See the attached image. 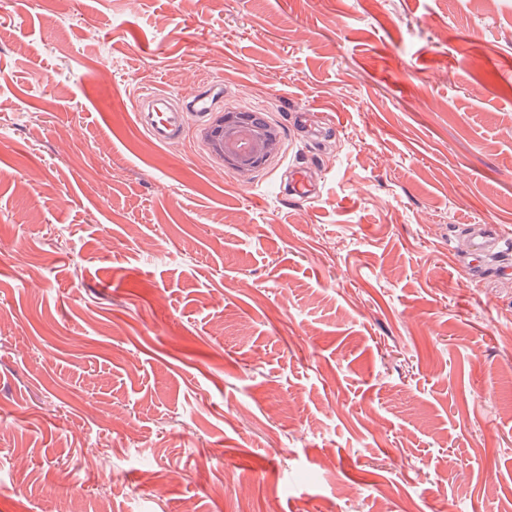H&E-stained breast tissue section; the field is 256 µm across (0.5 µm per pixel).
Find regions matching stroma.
I'll list each match as a JSON object with an SVG mask.
<instances>
[{
	"label": "stroma",
	"instance_id": "obj_1",
	"mask_svg": "<svg viewBox=\"0 0 512 512\" xmlns=\"http://www.w3.org/2000/svg\"><path fill=\"white\" fill-rule=\"evenodd\" d=\"M509 264L512 0H0V512H505ZM187 95L188 92H182V89H179L176 92H167L166 96L160 98H155L153 94L139 96L141 106L152 100L154 102L152 112H143L141 115L145 117L144 128L155 142L165 145L181 138L187 126L188 116L202 113L184 111L180 102ZM256 116L255 112H216L202 132L211 155L238 175L256 172L281 142L280 129ZM470 229L473 237L474 254L477 258L487 256L501 241L500 238L489 234L488 230L482 225H471Z\"/></svg>",
	"mask_w": 512,
	"mask_h": 512
}]
</instances>
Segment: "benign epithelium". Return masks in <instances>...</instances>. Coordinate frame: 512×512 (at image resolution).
<instances>
[{
  "instance_id": "1",
  "label": "benign epithelium",
  "mask_w": 512,
  "mask_h": 512,
  "mask_svg": "<svg viewBox=\"0 0 512 512\" xmlns=\"http://www.w3.org/2000/svg\"><path fill=\"white\" fill-rule=\"evenodd\" d=\"M202 136L225 169L243 176L265 164L281 142L280 129L255 112H217Z\"/></svg>"
}]
</instances>
